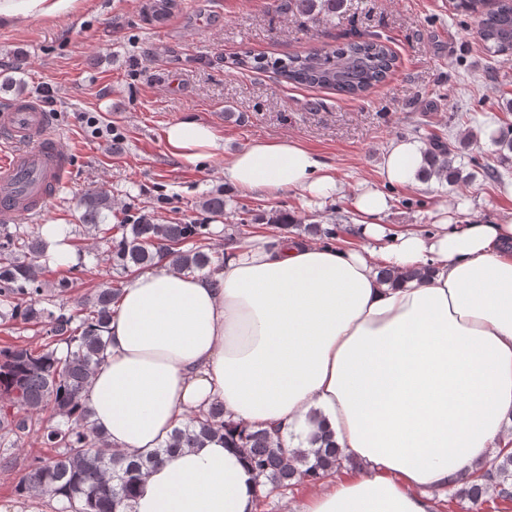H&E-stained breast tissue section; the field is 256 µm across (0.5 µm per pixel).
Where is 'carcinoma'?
<instances>
[{"mask_svg": "<svg viewBox=\"0 0 512 512\" xmlns=\"http://www.w3.org/2000/svg\"><path fill=\"white\" fill-rule=\"evenodd\" d=\"M345 0H272L276 12L305 21L334 17ZM455 9L475 18L474 35L493 55H512V0H454ZM239 68L271 70L286 82L320 87L359 97L384 82L398 66V57L380 38L355 33L334 50L312 49L301 55L272 58L249 52L233 60ZM421 180L461 182L459 170L439 135L428 138ZM83 221L102 235L112 270L119 274L152 267L166 260L178 269L220 265L209 240V224H158L150 213L131 212L118 224L109 222L112 200L93 189L82 201ZM0 319L40 327L38 346L0 348V465L13 463L24 438L50 413L54 424L43 429L42 444L55 449L47 459L27 466L15 486L21 497L47 494L60 503L58 512H119L130 508L143 471L176 448L199 447L220 433L241 441L251 467L288 489L319 474L342 468L338 448L327 436H309V448L291 452L267 429L224 423L223 406L215 404L189 417L170 439L146 454L127 455L108 447L105 436L82 403V392L93 368L103 362L109 346L112 305L120 286L102 288L70 309L60 298L72 288L64 276L53 283L40 279L46 243L34 233L11 232L0 225ZM494 493L512 500V453L500 451L487 469L474 470L448 499L474 505Z\"/></svg>", "mask_w": 512, "mask_h": 512, "instance_id": "1", "label": "carcinoma"}]
</instances>
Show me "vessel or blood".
<instances>
[{
  "instance_id": "b4317fda",
  "label": "vessel or blood",
  "mask_w": 512,
  "mask_h": 512,
  "mask_svg": "<svg viewBox=\"0 0 512 512\" xmlns=\"http://www.w3.org/2000/svg\"><path fill=\"white\" fill-rule=\"evenodd\" d=\"M71 172L50 113L26 98L0 108V223L47 205Z\"/></svg>"
}]
</instances>
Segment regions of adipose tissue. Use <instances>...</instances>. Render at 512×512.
Wrapping results in <instances>:
<instances>
[{
    "label": "adipose tissue",
    "mask_w": 512,
    "mask_h": 512,
    "mask_svg": "<svg viewBox=\"0 0 512 512\" xmlns=\"http://www.w3.org/2000/svg\"><path fill=\"white\" fill-rule=\"evenodd\" d=\"M75 0H0V24L68 14ZM171 155L215 157L209 125L175 121ZM425 146L387 149V184L419 186ZM236 193L333 196L336 172L296 139L255 140L224 159ZM390 196L361 184L347 248L291 233L224 249L216 272L168 262L130 275L112 306V343L83 402L113 449L160 447L212 404L225 420L276 428L287 448L316 431L346 461L307 482L291 512H439L438 492L512 446V218L434 231L385 223ZM395 280L382 281L380 268ZM412 267L422 279H405ZM269 488L223 440L149 467L134 512H258Z\"/></svg>",
    "instance_id": "ef3b65f1"
}]
</instances>
